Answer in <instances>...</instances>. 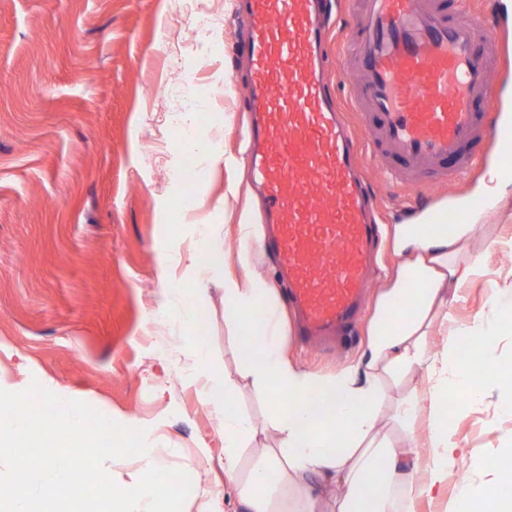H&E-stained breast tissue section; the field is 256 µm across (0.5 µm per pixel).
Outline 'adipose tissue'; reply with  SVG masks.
Here are the masks:
<instances>
[{"instance_id": "1", "label": "adipose tissue", "mask_w": 512, "mask_h": 512, "mask_svg": "<svg viewBox=\"0 0 512 512\" xmlns=\"http://www.w3.org/2000/svg\"><path fill=\"white\" fill-rule=\"evenodd\" d=\"M473 230L470 224L451 230L438 225L429 232L417 224L396 225L395 249L403 260L380 298L366 349L354 366L323 377L285 355L272 285L249 274L225 273L223 225H196L185 285L161 289L156 313L182 328L190 377L200 383L202 403L224 429V476L243 512H277V496L288 492L294 496L290 512H324L336 488L343 491L334 502L336 512H415L418 500L441 494L463 454L453 439L449 398L466 408L493 390L496 410L512 414V376L486 369L501 337L512 334V270L495 281L488 311L468 324L455 323L446 297L448 285L483 275L490 253H512V237L489 238L474 247ZM214 285L224 291L225 324L241 338L243 376L264 394L277 434L263 462L246 475L241 458L253 423L230 410L235 383L211 358L207 344ZM435 332L445 338L438 352L427 345ZM413 367L427 374L424 395L411 393L389 406L383 374ZM422 400L429 414L428 447L388 445L378 426L384 410L392 409L394 419L407 426ZM417 464L423 477L413 472ZM448 512H512V496L501 494L500 475L491 467L481 480H461Z\"/></svg>"}]
</instances>
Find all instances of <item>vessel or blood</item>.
<instances>
[{
  "label": "vessel or blood",
  "mask_w": 512,
  "mask_h": 512,
  "mask_svg": "<svg viewBox=\"0 0 512 512\" xmlns=\"http://www.w3.org/2000/svg\"><path fill=\"white\" fill-rule=\"evenodd\" d=\"M320 0H247L252 177L265 195L273 250L300 316V336L326 342L353 327L380 244L376 196L362 157L392 182L418 187L467 172L471 151L512 137L499 122L492 73L498 47L482 14L444 0H346L360 22L347 55L360 76L356 119L331 97V42ZM468 211H431L427 225L466 223Z\"/></svg>",
  "instance_id": "obj_1"
}]
</instances>
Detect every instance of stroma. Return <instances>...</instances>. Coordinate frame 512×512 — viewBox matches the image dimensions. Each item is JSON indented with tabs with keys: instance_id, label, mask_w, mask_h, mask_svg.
<instances>
[{
	"instance_id": "1",
	"label": "stroma",
	"mask_w": 512,
	"mask_h": 512,
	"mask_svg": "<svg viewBox=\"0 0 512 512\" xmlns=\"http://www.w3.org/2000/svg\"><path fill=\"white\" fill-rule=\"evenodd\" d=\"M214 11L212 47L178 50L189 22L182 0H0V376L85 402L103 415L146 429L149 448L162 449L165 468L201 477L242 512L224 479V435L178 362L176 323L150 320L164 280L178 281L171 256L186 254L193 226L178 225L185 198L199 205L197 222L223 225L231 271L239 249L234 226L242 217L261 224L262 202L248 174L244 100L246 66L233 53L240 34L233 0H197ZM495 9L498 48L505 59L493 75L512 90V0H467ZM202 82L187 95L184 74ZM206 115L196 128L214 155L202 180L179 174L184 134L170 115ZM498 145L487 141L476 165L457 180L426 182L430 201L478 196ZM363 172L385 218L382 252L371 272L365 312L347 347L324 350L300 342L286 312L288 356L309 372L329 376L364 351L381 292L400 261L394 225L406 223L410 189L389 184L380 169ZM475 222V238L512 235V185L490 197ZM512 269V254L495 253L486 275L463 285L454 308L468 322L488 307L491 286ZM209 350L237 375L235 332L224 323V301L212 291ZM238 412L257 435L245 449L250 471L274 433L262 396L249 386L234 395ZM465 455L442 494L417 512H446L461 477L512 446V415L493 403L472 407L454 423Z\"/></svg>"
}]
</instances>
